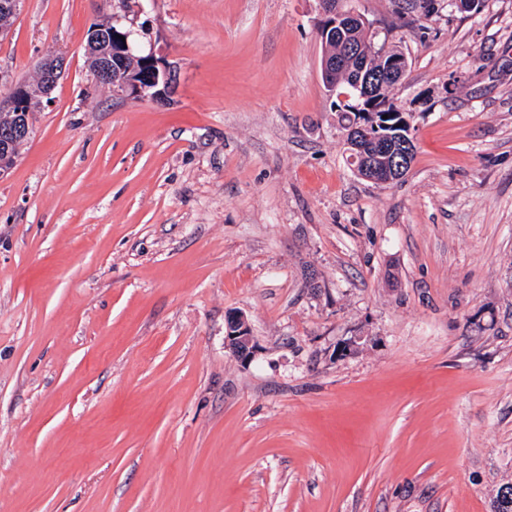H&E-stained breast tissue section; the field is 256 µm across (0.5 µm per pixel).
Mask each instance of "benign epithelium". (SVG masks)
<instances>
[{
    "label": "benign epithelium",
    "mask_w": 512,
    "mask_h": 512,
    "mask_svg": "<svg viewBox=\"0 0 512 512\" xmlns=\"http://www.w3.org/2000/svg\"><path fill=\"white\" fill-rule=\"evenodd\" d=\"M352 27H371V23L360 12L341 6V0H319V14L315 20V29L319 38L325 40L332 34L343 36ZM125 37L119 41V50L113 51L112 40L116 35ZM133 31H121L120 26L108 29L98 24L92 25L86 34V51L95 54L97 58V80L108 85L112 91L132 98H157L165 94L174 82L171 68L163 65L154 52L141 57L142 72L132 79L125 73L127 62L126 51L130 49L127 38ZM345 56L324 55L321 62L322 75L328 88L329 95H336V71L344 64ZM43 71L39 86L14 84L9 93L0 97V112L24 117V123H29V110L35 100L51 103L53 91L61 77L63 60L53 54L43 58L40 63ZM355 93L352 96H342L340 100L353 101L357 111L372 119V123L363 124L351 133L348 146L356 151L364 150V143L371 141L375 151L366 156V164L375 179L380 184H389L402 179L411 168V156L414 153V142L410 138L401 141H391L383 138H373L368 134L370 125L377 124V113L388 111L387 105L381 103L375 85L377 81L371 78L366 68H360L352 78ZM225 342L232 355L241 363L252 361L256 353V343L248 322L241 316L227 317Z\"/></svg>",
    "instance_id": "1"
}]
</instances>
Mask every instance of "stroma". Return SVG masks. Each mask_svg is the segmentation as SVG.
Returning a JSON list of instances; mask_svg holds the SVG:
<instances>
[{
  "instance_id": "obj_1",
  "label": "stroma",
  "mask_w": 512,
  "mask_h": 512,
  "mask_svg": "<svg viewBox=\"0 0 512 512\" xmlns=\"http://www.w3.org/2000/svg\"><path fill=\"white\" fill-rule=\"evenodd\" d=\"M351 0L408 71V174L356 175L317 0H128L162 100L95 83L94 0L0 176V512H494L512 485V0ZM257 352L225 344L229 314ZM225 342L240 363H248L255 357L256 343L251 328L243 317L234 314L227 317Z\"/></svg>"
}]
</instances>
